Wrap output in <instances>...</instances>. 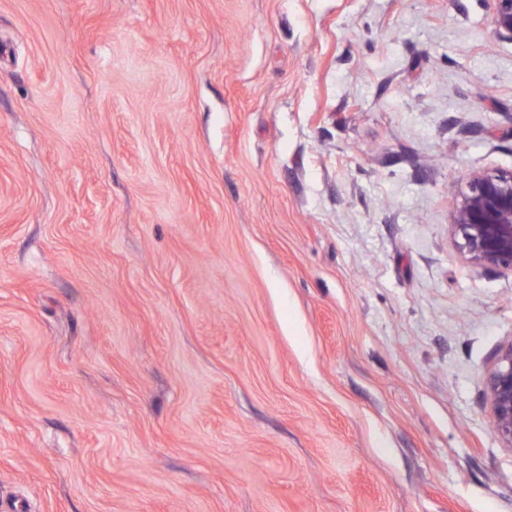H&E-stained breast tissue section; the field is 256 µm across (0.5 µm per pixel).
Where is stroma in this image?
Segmentation results:
<instances>
[{
    "label": "stroma",
    "mask_w": 512,
    "mask_h": 512,
    "mask_svg": "<svg viewBox=\"0 0 512 512\" xmlns=\"http://www.w3.org/2000/svg\"><path fill=\"white\" fill-rule=\"evenodd\" d=\"M491 0H0V512H512ZM450 231L469 263L512 274V171L473 172L455 199ZM497 438L512 448V341L499 347L494 366L485 381Z\"/></svg>",
    "instance_id": "35a3bbf8"
}]
</instances>
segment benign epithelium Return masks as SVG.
<instances>
[{
	"instance_id": "7a95c632",
	"label": "benign epithelium",
	"mask_w": 512,
	"mask_h": 512,
	"mask_svg": "<svg viewBox=\"0 0 512 512\" xmlns=\"http://www.w3.org/2000/svg\"><path fill=\"white\" fill-rule=\"evenodd\" d=\"M492 24L500 39L512 40V0H492ZM453 237L474 266L512 274V171H477L453 205ZM497 438L512 448V341L499 347L485 381Z\"/></svg>"
}]
</instances>
